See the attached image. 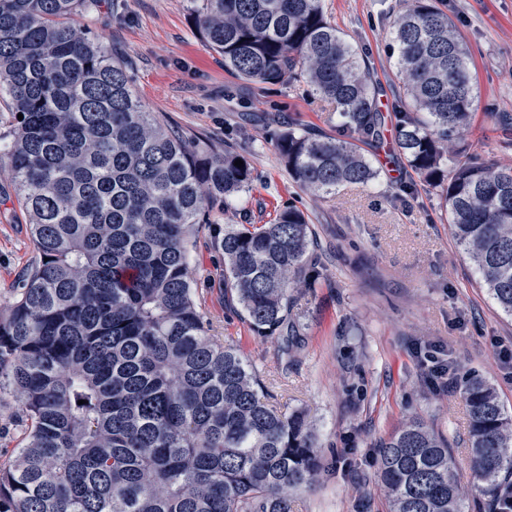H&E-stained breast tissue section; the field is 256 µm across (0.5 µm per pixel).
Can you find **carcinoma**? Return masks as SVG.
<instances>
[{
    "label": "carcinoma",
    "mask_w": 512,
    "mask_h": 512,
    "mask_svg": "<svg viewBox=\"0 0 512 512\" xmlns=\"http://www.w3.org/2000/svg\"><path fill=\"white\" fill-rule=\"evenodd\" d=\"M95 3L0 0V95L23 115L0 166L38 254L0 315V391L30 420L25 444L0 451V512H294L293 492L322 470L311 424L280 414L240 351L211 335L188 270L205 206L242 201L251 165L201 151L146 111L123 64L68 22ZM198 32L237 77L305 83L336 105V135L290 126L275 139L306 190L375 183L363 147L392 123L481 287L512 315V165L460 146L476 76L436 0H410L393 21L401 92L388 115L322 0H203ZM315 245L293 205L267 224H226L219 240L224 291L287 357L302 342L291 292L321 285ZM459 388L472 503L448 439L412 420L376 444L387 512H482L512 486V414L477 374Z\"/></svg>",
    "instance_id": "obj_1"
}]
</instances>
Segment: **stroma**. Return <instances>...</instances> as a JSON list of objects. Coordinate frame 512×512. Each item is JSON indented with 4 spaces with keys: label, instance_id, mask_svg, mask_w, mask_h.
Instances as JSON below:
<instances>
[{
    "label": "stroma",
    "instance_id": "35a3bbf8",
    "mask_svg": "<svg viewBox=\"0 0 512 512\" xmlns=\"http://www.w3.org/2000/svg\"><path fill=\"white\" fill-rule=\"evenodd\" d=\"M333 23L364 49L391 111L399 93L389 52L391 22L403 0H322ZM468 43L478 74L480 111L465 137L470 155L512 164L500 131L482 109L512 113V0H437ZM202 0H99L70 18L125 63L142 104L201 147L247 151L252 179L247 209L217 202L190 239L196 302L217 339L237 344L277 398L283 414L303 411L322 458L318 483L297 496L296 512H385L374 479L376 442L422 419L448 440L462 483L468 421L459 390L435 386L431 357L485 377L512 412V316L475 284L438 197L401 157L367 148L380 176L368 187L316 196L289 177L273 140L296 122L332 136L335 105L304 84L240 81L201 43ZM295 204L317 232L313 255L321 286L295 293L290 313L303 344L286 360L279 343L252 332L224 302V256L215 239L227 224H263ZM36 258L29 216L8 169H0V313L15 302Z\"/></svg>",
    "mask_w": 512,
    "mask_h": 512
}]
</instances>
